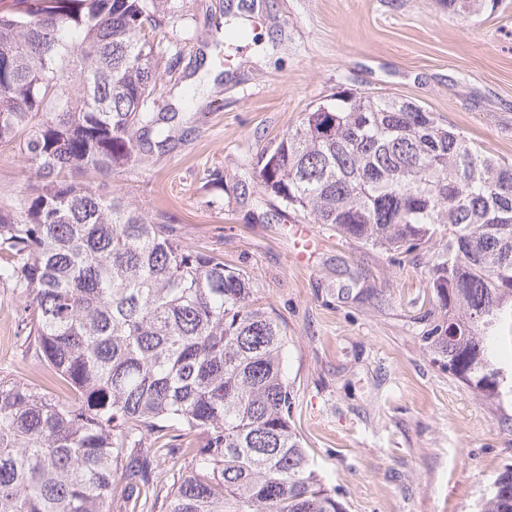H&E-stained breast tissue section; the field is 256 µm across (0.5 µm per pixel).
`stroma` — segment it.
<instances>
[{"mask_svg": "<svg viewBox=\"0 0 512 512\" xmlns=\"http://www.w3.org/2000/svg\"><path fill=\"white\" fill-rule=\"evenodd\" d=\"M233 0H173L184 60L166 101L186 121L165 151L111 189L164 215L182 243L250 275L288 330L293 421L347 512H477L512 465V399L477 397L431 360L417 321L423 267L392 265L323 224L298 261L269 198L226 189L257 153L343 90L414 101L512 161V0L460 18L446 0H243L252 40L229 47L210 22ZM349 293H342L343 285ZM28 298L0 285V377L62 395L27 350Z\"/></svg>", "mask_w": 512, "mask_h": 512, "instance_id": "35a3bbf8", "label": "stroma"}]
</instances>
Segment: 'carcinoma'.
Returning <instances> with one entry per match:
<instances>
[{
  "label": "carcinoma",
  "instance_id": "cac0c4a2",
  "mask_svg": "<svg viewBox=\"0 0 512 512\" xmlns=\"http://www.w3.org/2000/svg\"><path fill=\"white\" fill-rule=\"evenodd\" d=\"M169 0H0V284L70 397L0 378V512H346L292 420L288 331L247 272L182 244L99 176L163 151L181 51ZM480 0H448L464 18ZM269 196L424 262L421 339L479 397L512 396V162L409 100L343 92L256 156ZM240 203L247 178L229 186ZM478 512H512V467ZM30 180L28 164L12 149L0 148V201L10 202Z\"/></svg>",
  "mask_w": 512,
  "mask_h": 512
}]
</instances>
